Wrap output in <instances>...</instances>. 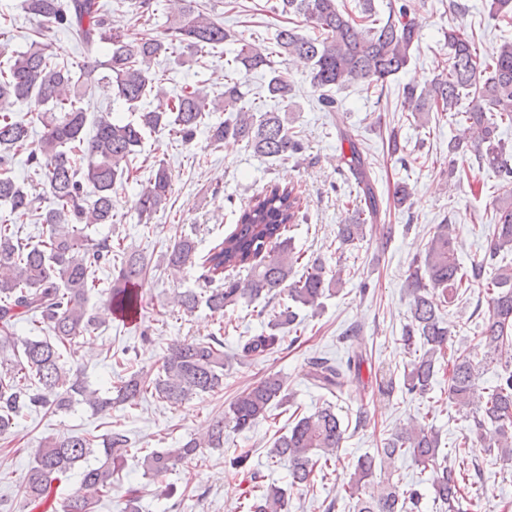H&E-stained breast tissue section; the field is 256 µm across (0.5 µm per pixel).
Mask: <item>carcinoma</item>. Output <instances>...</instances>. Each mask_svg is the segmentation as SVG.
I'll return each instance as SVG.
<instances>
[{"label":"carcinoma","instance_id":"carcinoma-1","mask_svg":"<svg viewBox=\"0 0 512 512\" xmlns=\"http://www.w3.org/2000/svg\"><path fill=\"white\" fill-rule=\"evenodd\" d=\"M179 9L164 35L145 30L136 41L108 27L99 0H23V9L34 25V38L26 50L13 56L8 70L0 69V167L13 157L28 153L41 184L54 206L41 214L48 236L36 244L23 242L13 218L35 210L39 197L12 177L0 176V437L12 434L17 419L28 411L58 413L78 401L106 415L112 404L136 406L151 393L171 405L194 395L224 388V337L184 340L171 345L158 372L139 371L113 386L115 396L91 388L65 369L64 350L94 326L89 301L96 287V272L112 269V285L104 290L115 313L140 315V287L149 275L148 263L136 252L113 250L112 238L94 239L86 230L98 224L116 223L112 193L119 185L136 182L132 162L145 134L168 130L183 143L193 142L200 128L207 129L213 144L227 139L241 141L261 157L273 161L301 154L304 145L288 128L286 115L254 111L241 105L245 97L241 80L232 77L221 96L210 97L197 84L185 85L165 106L144 107L156 81L152 67L162 55L179 51L178 58L194 56L206 46L217 47L231 35L224 26L195 9V0H177ZM489 15L512 19V0H488ZM273 9L305 18L318 35L304 36L282 28L274 46H262L245 38L229 51L226 64L233 72L260 70L266 76V98L286 102L292 84L288 72L276 67L292 59L310 65L312 86L343 87L354 81L384 86L405 69L419 50V35L412 21L410 0L389 6L382 19L375 0H357L353 10L339 8L336 0H276ZM55 27L70 35L81 48L84 61L68 66L53 61V44L44 32ZM448 43V63L430 88H403L412 115L428 123L429 112L450 113L464 128L465 137L448 141L451 163L471 155L477 169L495 173L492 201L497 233L487 257L467 270L457 259L456 237L451 224H439L409 269V323L402 342L418 353L403 375V391L425 397L432 388L442 361L448 360V403L460 411L472 405L475 380L482 364L498 362L502 370L488 388L473 415L470 434L456 450L457 464L440 462V435L435 426L415 425L383 439L376 453L357 460L355 471L337 491L351 502L352 512H416L423 494L401 479L386 473L399 458H411L431 468L430 490L441 512H463L468 498L465 473L469 472L471 447L494 428L499 458L512 462V269L500 266L484 275L501 249H512V145L500 137L502 125H512V41H503L489 59H481L473 37L457 26L443 32ZM279 61H274V58ZM101 80L112 86L115 97L137 118L125 121L109 111L95 113L92 134L84 135L87 112L79 106L82 86ZM467 100L466 108H461ZM27 102L34 107L44 131L31 140L30 123L15 116L13 107ZM211 112L225 113L224 121L208 124ZM351 156L347 165L359 187L364 204L356 207L355 219L339 225L336 240L342 246L360 247L367 225L377 217L374 189L364 159L351 137H346ZM173 187L169 167L154 165L147 183L137 193L134 208L148 224L166 207ZM301 200L294 187L276 185L253 198L237 224L212 247L201 262L204 288L177 293L178 311L191 314L206 307L212 315L241 300L255 302L282 288L292 304L266 313V330L242 344L247 355L263 356L281 345L285 332L295 328L299 311L318 309L321 299L342 284L341 271L329 277L321 259H314L299 278H292L300 256L284 232L299 221ZM196 241L176 239L165 254L166 266L175 274L196 266ZM244 269L245 278L224 277V272ZM482 288L489 296L488 316L479 343L472 348L448 350L449 326L443 309L453 305L462 288ZM23 319L47 332L38 339L17 336ZM362 356L349 357L347 365L317 358L309 376L314 385L331 394L343 393L347 371L358 367ZM286 399V381L269 374L239 393L213 421L204 439L189 437L176 448H157L142 458L144 475L174 489L164 478L177 467L196 459L203 448L224 447V427L243 431L267 417L271 408ZM345 429L332 406L327 405L296 420L278 436L269 457L288 463L289 487L310 482L316 467L326 468L336 458ZM130 452L125 430L113 426L105 435H67L44 441L22 484L26 504L43 506L54 482L82 466L79 488L62 504V512H95L101 497L112 490V476ZM247 512H288L284 488L270 484L252 497Z\"/></svg>","mask_w":512,"mask_h":512}]
</instances>
